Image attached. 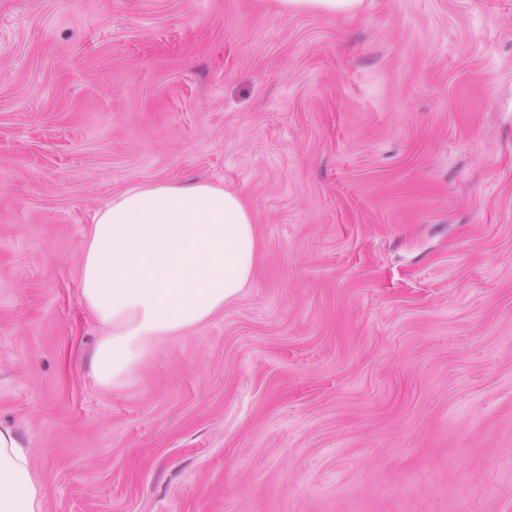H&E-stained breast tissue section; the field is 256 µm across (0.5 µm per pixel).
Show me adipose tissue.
<instances>
[{"mask_svg":"<svg viewBox=\"0 0 512 512\" xmlns=\"http://www.w3.org/2000/svg\"><path fill=\"white\" fill-rule=\"evenodd\" d=\"M258 250L251 212L221 186H135L96 210L81 246V298L106 330L91 358L98 383L120 386L153 342L223 310L248 285ZM44 504L16 432L0 424V512Z\"/></svg>","mask_w":512,"mask_h":512,"instance_id":"ef3b65f1","label":"adipose tissue"}]
</instances>
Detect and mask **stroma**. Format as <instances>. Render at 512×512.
<instances>
[{
    "label": "stroma",
    "instance_id": "1",
    "mask_svg": "<svg viewBox=\"0 0 512 512\" xmlns=\"http://www.w3.org/2000/svg\"><path fill=\"white\" fill-rule=\"evenodd\" d=\"M195 181L252 280L101 388L91 215ZM0 423L45 512H512V0H0ZM285 9H311L325 13H355L363 0H277Z\"/></svg>",
    "mask_w": 512,
    "mask_h": 512
}]
</instances>
